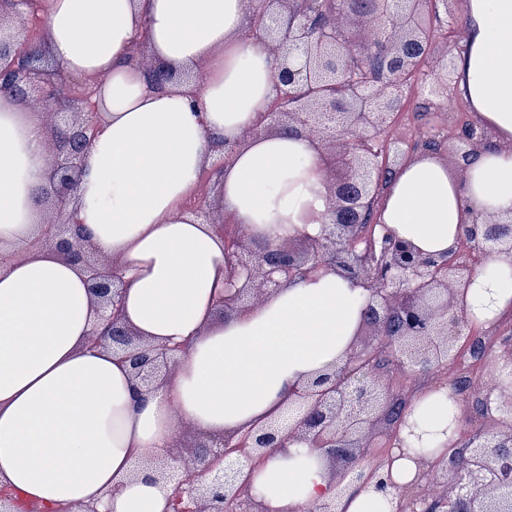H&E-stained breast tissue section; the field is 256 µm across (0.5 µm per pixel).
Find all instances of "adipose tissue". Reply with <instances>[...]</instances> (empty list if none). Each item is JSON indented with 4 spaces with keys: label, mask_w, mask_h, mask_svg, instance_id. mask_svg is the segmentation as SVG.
Masks as SVG:
<instances>
[{
    "label": "adipose tissue",
    "mask_w": 512,
    "mask_h": 512,
    "mask_svg": "<svg viewBox=\"0 0 512 512\" xmlns=\"http://www.w3.org/2000/svg\"><path fill=\"white\" fill-rule=\"evenodd\" d=\"M244 0H44L51 53L79 76H106L102 128L76 191L77 219L119 266L121 308L140 336L182 346L176 369L145 390L105 346L93 347L86 272L27 252L52 228L32 192L51 162L50 131L0 100V486L43 512L101 502L104 512H166L171 486L144 467L184 423L207 434L283 417L296 387L342 364L368 293L318 270L221 317L224 237L185 205L214 160L213 140L235 148L220 173L225 219L277 245L319 235L331 201L320 155L304 137L248 136L275 97L281 63L242 30ZM468 50L457 88L497 145L459 166L421 152L394 173L377 215L379 234L440 256L470 213H512V0H465ZM149 51L180 71L204 64L206 84L151 88L126 53ZM476 273L486 306L465 298L472 324L512 312V261ZM419 475L409 444L395 446L374 483L338 486L306 444L267 449L252 470L269 512H393L396 488Z\"/></svg>",
    "instance_id": "adipose-tissue-1"
}]
</instances>
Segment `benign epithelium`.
<instances>
[{"label": "benign epithelium", "mask_w": 512, "mask_h": 512, "mask_svg": "<svg viewBox=\"0 0 512 512\" xmlns=\"http://www.w3.org/2000/svg\"><path fill=\"white\" fill-rule=\"evenodd\" d=\"M457 0H315L313 11H303L298 0H261L250 15L266 35L267 45L283 58L274 74L278 93L257 123L254 134L268 126L293 129L319 144L332 201L322 233L314 238H289L276 246L262 244L248 231L227 223L224 234L227 264L222 307L224 314L250 304V297L281 280L291 281L319 269H331L370 291L369 304L356 336L372 329L383 344H363L346 362L318 376L297 392L300 410L296 423L283 431L272 423L244 431L203 435L192 445L195 466L186 468L169 498L172 504L189 502V512H266L251 493L250 477L223 466L232 454L256 461L263 449L283 447L285 441L306 443L329 462L348 467L334 475L341 482L348 474L366 483L375 470L364 472L359 461L379 437L398 436L404 429L415 434L410 411L393 418L396 394L376 369L378 355L388 354L392 367L428 372L454 359L456 344L464 337L468 320L461 306L472 285L474 268L461 261L459 248L435 259L398 245L389 236L380 247L360 254L356 250L360 215L374 198L390 158L405 152L398 145L378 154L373 141L404 109V89L424 61L435 55L438 39L426 18L453 15ZM30 0H0V86L12 91L22 106L41 103L52 118L53 161L38 202L55 212L54 232L44 242L63 261L90 273L95 313L102 328L92 343L110 345L122 355L134 379L148 390L178 364L181 347L159 348L133 333L120 317L123 282L115 265L103 267L97 251L68 208L82 175L83 156L101 128L102 113L85 110L77 97L61 101L51 88L61 79L62 67L47 55L46 36L34 44L25 27ZM378 69L370 71V62ZM443 72L429 94L434 96L454 80L455 61L444 53ZM151 85L161 87L172 77L160 60L142 65ZM347 84L349 94L338 97L336 85ZM491 129L475 123L461 128L457 155L466 160L493 143ZM469 241L480 256L512 257V216L473 212L472 225L459 242ZM406 319L403 330L391 334L386 318ZM494 388L487 393L495 415L487 431L468 443L467 464L454 453L433 461L423 457V476L450 487L451 494L428 501L432 512H512V346L494 364ZM201 473H212L207 485L197 484ZM412 483L398 491L396 512H421L422 498Z\"/></svg>", "instance_id": "7a95c632"}]
</instances>
